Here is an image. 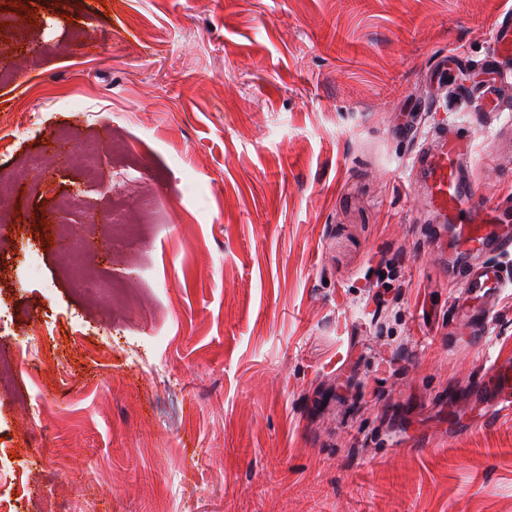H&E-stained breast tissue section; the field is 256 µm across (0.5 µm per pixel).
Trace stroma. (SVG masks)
I'll use <instances>...</instances> for the list:
<instances>
[{"label": "stroma", "mask_w": 512, "mask_h": 512, "mask_svg": "<svg viewBox=\"0 0 512 512\" xmlns=\"http://www.w3.org/2000/svg\"><path fill=\"white\" fill-rule=\"evenodd\" d=\"M24 5L35 50L0 84V171L74 136L64 169L27 174L10 200L38 275L0 248V358L41 364L0 389V498L14 512H512V413L486 418L472 395L488 359L512 362V288L484 335L449 330L409 169L430 106L466 116L429 85L432 61L480 56L512 0L0 11ZM467 133L483 189L512 192V148L493 150L485 123ZM94 138L91 179L79 158ZM139 196L156 207L129 234L112 203ZM58 224L94 244L111 294L60 274ZM399 251L401 297L372 320L366 285Z\"/></svg>", "instance_id": "1"}]
</instances>
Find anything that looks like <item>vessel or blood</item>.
<instances>
[{
  "label": "vessel or blood",
  "instance_id": "obj_1",
  "mask_svg": "<svg viewBox=\"0 0 512 512\" xmlns=\"http://www.w3.org/2000/svg\"><path fill=\"white\" fill-rule=\"evenodd\" d=\"M477 67L494 75L493 81L460 85L456 72ZM439 84L454 86L470 102L476 116L512 109V8L502 12L491 39L479 59L465 54H442L430 70ZM456 121L438 123L429 141L418 148L412 160L415 185L435 228L432 250L448 266V277L457 293L453 314L485 332L492 302L512 286V197L485 198L476 178L478 164ZM487 380L476 388L477 396L495 392V410H512V365L491 362Z\"/></svg>",
  "mask_w": 512,
  "mask_h": 512
}]
</instances>
